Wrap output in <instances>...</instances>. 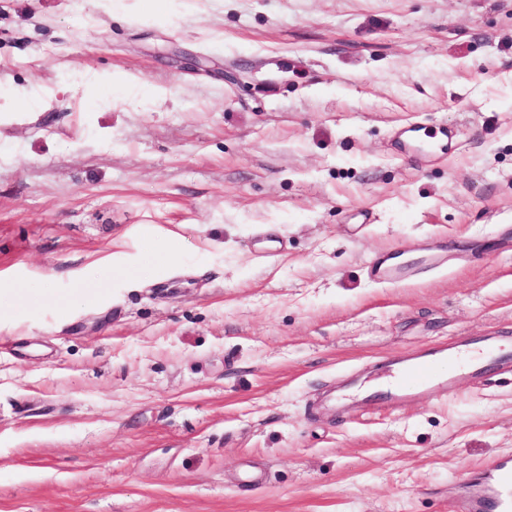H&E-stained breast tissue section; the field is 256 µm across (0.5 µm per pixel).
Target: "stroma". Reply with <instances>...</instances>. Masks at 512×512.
<instances>
[{"instance_id": "35a3bbf8", "label": "stroma", "mask_w": 512, "mask_h": 512, "mask_svg": "<svg viewBox=\"0 0 512 512\" xmlns=\"http://www.w3.org/2000/svg\"><path fill=\"white\" fill-rule=\"evenodd\" d=\"M509 228L512 0H0V512H458L512 374L321 398L512 352ZM414 246L461 264L368 281ZM472 342L471 336L459 337L451 347L440 352L441 360L418 354L407 359L406 364H393L388 373L390 394L397 400L410 399L424 392L437 397L448 396V392L454 390L455 382L451 378L437 379L435 368L446 360V356L448 361H456V348L468 346Z\"/></svg>"}]
</instances>
